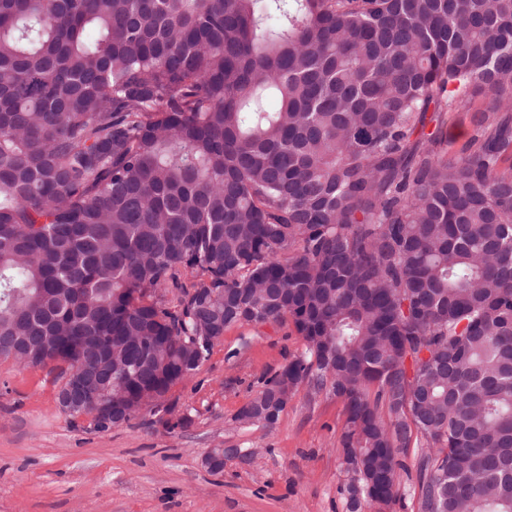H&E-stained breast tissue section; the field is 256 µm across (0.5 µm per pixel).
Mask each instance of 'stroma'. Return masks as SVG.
I'll return each instance as SVG.
<instances>
[{"instance_id": "35a3bbf8", "label": "stroma", "mask_w": 512, "mask_h": 512, "mask_svg": "<svg viewBox=\"0 0 512 512\" xmlns=\"http://www.w3.org/2000/svg\"><path fill=\"white\" fill-rule=\"evenodd\" d=\"M303 348L289 325L228 329L166 396L187 425L106 432L72 425L56 372L0 357V512H369L349 508L340 400L303 384L274 426L235 419ZM214 448L219 471L202 464Z\"/></svg>"}]
</instances>
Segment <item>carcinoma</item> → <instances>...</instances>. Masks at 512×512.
Here are the masks:
<instances>
[{
	"instance_id": "carcinoma-1",
	"label": "carcinoma",
	"mask_w": 512,
	"mask_h": 512,
	"mask_svg": "<svg viewBox=\"0 0 512 512\" xmlns=\"http://www.w3.org/2000/svg\"><path fill=\"white\" fill-rule=\"evenodd\" d=\"M473 132L448 157V113ZM512 0H0V356L164 397L235 326L355 498L512 512ZM406 468L400 470V492L396 501L382 512H421L417 494L413 489L417 480L415 461L413 457L404 459ZM386 510V511H384Z\"/></svg>"
}]
</instances>
